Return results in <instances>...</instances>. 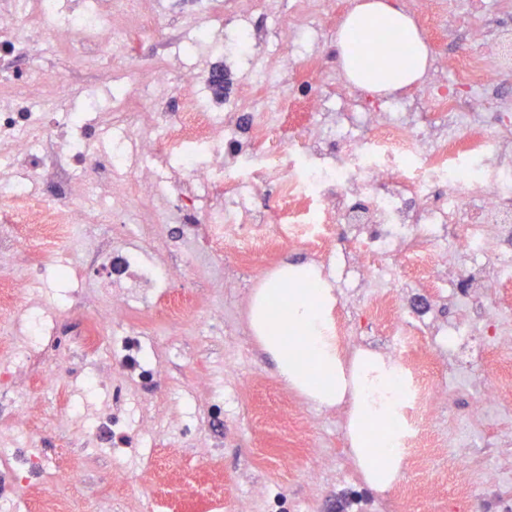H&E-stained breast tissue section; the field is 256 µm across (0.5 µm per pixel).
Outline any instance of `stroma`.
Masks as SVG:
<instances>
[{
  "instance_id": "1",
  "label": "stroma",
  "mask_w": 512,
  "mask_h": 512,
  "mask_svg": "<svg viewBox=\"0 0 512 512\" xmlns=\"http://www.w3.org/2000/svg\"><path fill=\"white\" fill-rule=\"evenodd\" d=\"M203 317V311L190 310L181 324H165L159 313L143 320V328L157 333L155 357L161 365L155 386L148 389H137L121 378L105 392L82 385L81 375L98 372L103 361L92 354H71L65 363L70 376L56 401H77L79 411L89 415L110 398L119 414L130 413L146 422L162 417L167 425L159 431L153 448H116L108 456L89 455L55 429L43 430L35 448L56 462L63 476L60 497L79 500L80 512H105L110 501L124 504L125 512H152L156 504L168 512H239L242 495L251 485L262 484L270 493L257 502L255 512H300L310 497L317 498L320 512H336L333 487L308 482V458L299 457L288 471L282 469L281 459L294 438L292 426L299 413L314 416L325 411L336 417L339 409H323L287 387L275 364L249 334L238 339L248 357L241 373L251 381L243 399L244 411L236 419H214L212 410L224 397L226 338L189 332V325ZM173 340L180 345L176 355L168 349ZM201 373L209 374L211 387L193 391L192 384ZM186 408L208 435L211 448L207 455H199L178 434L177 419ZM119 465L127 479L114 485L110 473ZM410 477L422 490L414 498L395 501L393 512H449L453 492L466 471L450 465L440 474L424 470L411 472Z\"/></svg>"
}]
</instances>
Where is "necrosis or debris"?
Segmentation results:
<instances>
[{
  "instance_id": "1",
  "label": "necrosis or debris",
  "mask_w": 512,
  "mask_h": 512,
  "mask_svg": "<svg viewBox=\"0 0 512 512\" xmlns=\"http://www.w3.org/2000/svg\"><path fill=\"white\" fill-rule=\"evenodd\" d=\"M404 6L448 28L416 109L364 96L315 48L335 0H290L276 29L281 66L307 71L300 82L282 81L281 66L246 70L264 41L243 27L218 39L209 9L192 29L217 65L174 70L138 49L174 42L143 0H124L118 13L112 0H0V60L11 62L0 70V265L11 271L0 312L23 317L31 335H53L56 313L28 300L29 284L80 281L101 299L80 346L148 386L157 363L133 321L139 307L162 302L179 321L197 305L184 289L188 270L215 288H244L254 257L304 246L336 274L345 309L332 326L337 347L353 355L373 321L388 331L402 379L401 464L454 457L469 472L456 492L465 512H512V306L497 299L512 288V57L501 51L512 29L502 0ZM62 46L85 62L121 57L124 72L88 83L82 98L63 95L62 79L30 65L38 49ZM46 100L57 109H43ZM286 105L302 112L304 140L273 152L264 139ZM267 190L276 200L262 212L256 200ZM405 260L420 280L399 291ZM446 306L453 320L441 317ZM423 344L443 358L446 379L420 377ZM492 350L500 367L488 376ZM22 377L54 392L63 373L25 345L0 356V391L13 406L0 432L13 450L9 471L18 484L39 474L45 506L72 512L50 462L15 448L34 443L37 428ZM462 393L460 410L452 402ZM307 425L295 421L310 481L328 476L341 512H389L347 449L303 439ZM73 440L129 445L108 402Z\"/></svg>"
}]
</instances>
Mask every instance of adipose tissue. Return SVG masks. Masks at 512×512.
<instances>
[{
	"instance_id": "obj_1",
	"label": "adipose tissue",
	"mask_w": 512,
	"mask_h": 512,
	"mask_svg": "<svg viewBox=\"0 0 512 512\" xmlns=\"http://www.w3.org/2000/svg\"><path fill=\"white\" fill-rule=\"evenodd\" d=\"M370 28L405 39L408 52L391 43L374 68L361 65L353 39ZM338 47L348 79L371 93H396L420 81L429 66V51L415 22L395 0H356L338 33ZM333 302V290L320 270L291 265L252 296L250 327L287 386L319 404L347 406L355 460L365 480L383 492L398 476L388 463L395 454L399 403L395 368L371 351L345 364L329 335Z\"/></svg>"
}]
</instances>
